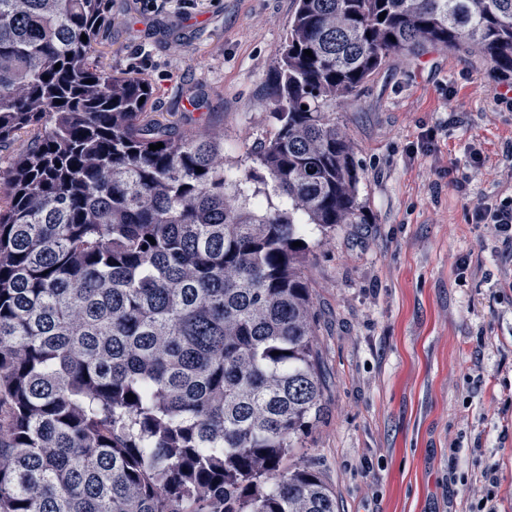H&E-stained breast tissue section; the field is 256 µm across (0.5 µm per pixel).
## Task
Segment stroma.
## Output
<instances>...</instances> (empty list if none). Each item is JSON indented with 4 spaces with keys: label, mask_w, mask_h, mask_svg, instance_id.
Here are the masks:
<instances>
[{
    "label": "stroma",
    "mask_w": 512,
    "mask_h": 512,
    "mask_svg": "<svg viewBox=\"0 0 512 512\" xmlns=\"http://www.w3.org/2000/svg\"><path fill=\"white\" fill-rule=\"evenodd\" d=\"M293 8L111 0L98 49L113 73L152 84V111L223 130L225 161L245 165L272 130ZM506 83L477 55L429 45L390 56L336 108L370 221L312 234L304 274L325 378L310 458L340 512H475L485 470L512 512V262L474 214L512 198Z\"/></svg>",
    "instance_id": "stroma-1"
}]
</instances>
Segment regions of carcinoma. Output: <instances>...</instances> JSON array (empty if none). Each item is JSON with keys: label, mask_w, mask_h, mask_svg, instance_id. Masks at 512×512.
<instances>
[{"label": "carcinoma", "mask_w": 512, "mask_h": 512, "mask_svg": "<svg viewBox=\"0 0 512 512\" xmlns=\"http://www.w3.org/2000/svg\"><path fill=\"white\" fill-rule=\"evenodd\" d=\"M107 2L0 0V512H340L299 454L309 236L368 223L336 103L425 44L512 76V0H295L235 169L97 59Z\"/></svg>", "instance_id": "carcinoma-1"}]
</instances>
